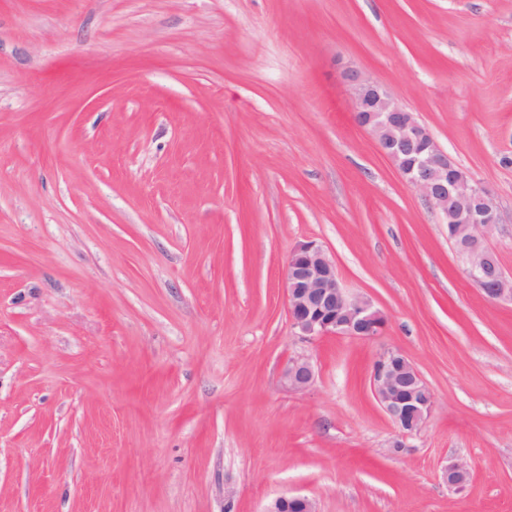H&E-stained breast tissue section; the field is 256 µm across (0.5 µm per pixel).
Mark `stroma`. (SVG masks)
I'll return each instance as SVG.
<instances>
[{
    "label": "stroma",
    "instance_id": "obj_1",
    "mask_svg": "<svg viewBox=\"0 0 512 512\" xmlns=\"http://www.w3.org/2000/svg\"><path fill=\"white\" fill-rule=\"evenodd\" d=\"M347 67L494 196L512 275V0H0V512H512V303L355 123ZM308 239L380 336L293 327ZM389 348L434 400L400 449ZM314 368L308 358L294 357L288 360L284 368L283 378L290 390L303 392L314 381ZM265 512H317V506L308 496L288 495L273 500Z\"/></svg>",
    "mask_w": 512,
    "mask_h": 512
}]
</instances>
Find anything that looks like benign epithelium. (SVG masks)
I'll list each match as a JSON object with an SVG mask.
<instances>
[{
  "mask_svg": "<svg viewBox=\"0 0 512 512\" xmlns=\"http://www.w3.org/2000/svg\"><path fill=\"white\" fill-rule=\"evenodd\" d=\"M345 78L356 123L375 136L380 152L448 225V241L462 259L465 275L486 300L512 301V277L499 268L488 246L500 224L494 197L448 157L430 130L384 85L355 70L347 71ZM285 290L290 319L303 336L371 340L385 327V317L367 298L344 288L335 264L315 241L301 242L292 251ZM314 376L305 357L289 359L283 371L286 385L295 392L307 390ZM370 388L399 431L393 447H405V439L423 426L434 405L421 374L400 350L387 349L372 364ZM469 477L464 461L443 469L450 487L466 483ZM265 512H317V506L305 495H288L273 500Z\"/></svg>",
  "mask_w": 512,
  "mask_h": 512,
  "instance_id": "1",
  "label": "benign epithelium"
}]
</instances>
